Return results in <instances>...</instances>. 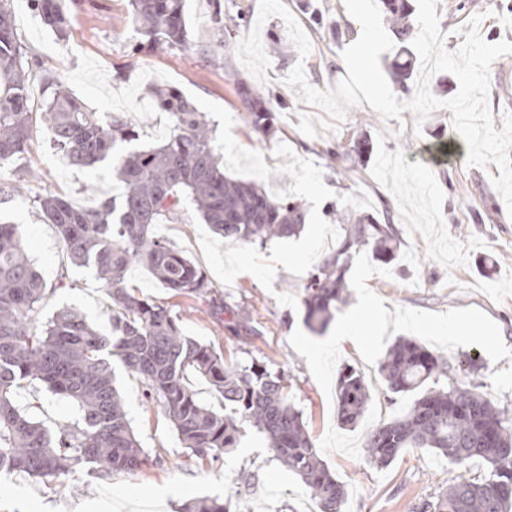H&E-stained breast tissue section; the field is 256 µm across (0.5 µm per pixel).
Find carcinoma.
Instances as JSON below:
<instances>
[{"mask_svg": "<svg viewBox=\"0 0 512 512\" xmlns=\"http://www.w3.org/2000/svg\"><path fill=\"white\" fill-rule=\"evenodd\" d=\"M13 0H0V168L29 150L33 112L27 87L32 64L17 41ZM44 23L66 34L69 16L61 0H33ZM216 40L202 49L209 60L224 61L234 31L249 21L246 11L223 13L212 0ZM398 44L392 76L403 93L410 88L416 35L409 23V0H380ZM145 41L136 51L187 46L184 0H130ZM46 102L42 118L53 132L54 147L72 164L94 168L112 159L122 183L120 200H100L77 208L67 196L47 192L38 198L46 223L55 225L71 260L95 269L110 299V330L103 334L78 311L63 309L45 330L31 318L46 286L22 245L18 225L0 222V474L31 479L57 477L91 466L104 475L130 472L146 463L147 454L126 417L113 384L112 358L144 382L146 397L160 406L184 448L198 457L218 458L233 450L242 429L262 433L273 457L300 477L320 512H341L345 485L315 448L302 412L286 392L285 373L254 358L248 365H227L210 345L186 335L171 310L135 293L127 284L137 263L176 296L208 303L210 315L245 345L253 329L245 312L215 290L205 272L189 258L154 236L160 217L185 221L188 199L204 223L229 243L265 246L295 236L308 221V209L296 199L269 196L263 185L233 179L215 152L213 130L203 113L174 88H155L151 105L166 113L172 132L164 142L120 155L116 146L133 140L128 118L91 111L69 91L64 80L43 76ZM235 89L248 125L272 140L278 131L279 96L236 80ZM341 233L336 248L309 272L303 286V323L323 334L347 303L346 274L355 255L372 249L385 262L394 259L397 231L389 212L348 218L334 210ZM206 378L221 409L201 403L188 384V373ZM458 368L412 339H399L379 364L386 390L416 395L400 418L366 431L369 460L389 465L409 446L430 448L458 466L478 462L488 473L458 475L448 489L422 505V512H512V420L482 393L457 383ZM37 382L73 402L79 421L52 433L14 402L16 390ZM337 418L341 425L359 423L371 400L362 375L339 371ZM183 512H240L227 501L199 498Z\"/></svg>", "mask_w": 512, "mask_h": 512, "instance_id": "obj_1", "label": "carcinoma"}]
</instances>
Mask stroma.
Listing matches in <instances>:
<instances>
[{
    "instance_id": "1",
    "label": "stroma",
    "mask_w": 512,
    "mask_h": 512,
    "mask_svg": "<svg viewBox=\"0 0 512 512\" xmlns=\"http://www.w3.org/2000/svg\"><path fill=\"white\" fill-rule=\"evenodd\" d=\"M311 40L299 59L285 22L270 17L261 41L271 61L267 89L284 107L273 140L253 133L241 112L234 77L248 78L234 51L223 64L207 63L198 48L216 37L211 0H184L190 43L185 47L137 51L141 39L129 0H62L70 18L65 37L45 26L31 0H14L17 37L26 55L62 76L72 93L92 111L121 112L140 135L139 146L166 140L171 122L150 109L153 85L174 86L202 112L215 130L226 175L263 183L275 196L302 199L310 220L300 236L260 247L224 243L185 205L186 223L159 220L154 233L203 269L225 302L241 306L255 333L244 346L206 312L203 301L173 295L140 265L128 281L141 294L171 308L184 333L210 344L225 362L237 365L256 356L284 370L306 428L328 468L346 486L341 512H420L425 500L447 489L459 470L432 449L406 448L384 468L370 465L363 448L372 424L404 415L413 395L387 392L379 363L400 337L415 339L449 363L471 359L475 369L457 375L477 386L512 413V216L492 180L496 165H467V145L456 132L452 113L434 111L416 123L411 111L383 120L368 104L350 107L337 122L304 102L286 78L303 63L310 86L327 90L344 74L337 71L342 51L352 43L341 0H282ZM440 29L448 50H457L472 17L489 43L512 42V0H439ZM324 16L317 26L314 15ZM123 78H116V71ZM489 107L495 129L512 111V55L490 68ZM368 141L370 155L358 158L354 140ZM453 142L450 153L435 150L438 140ZM336 161H329V151ZM31 170L35 180L16 190V173ZM88 207L120 197L111 162L94 169L67 162L54 148L50 129L38 124L28 152L0 169V220L17 224L25 250L43 276L46 296L32 318L44 326L61 309L80 311L99 331L110 328L105 291L92 268L74 265L54 225L45 223L36 199L46 191ZM335 203L352 213L389 206L400 245L391 263L364 251L347 274L351 297L335 314L369 322L374 311L386 316L381 331L364 330L355 343L323 354V339L303 324L302 285L313 266L336 244L338 224L327 216ZM471 324L470 332L447 338L449 317ZM354 367L368 384L372 402L353 428L336 417V377ZM116 386L127 417L148 455L132 472L107 477L83 468L55 479L0 477V512H104L107 503L134 500L149 490L163 493L160 512H180L195 498L243 503L244 512H303L312 498L300 478L273 459L262 434L246 429L236 448L219 458L186 452L161 410L145 399L144 385L120 361H113ZM49 429L72 423L74 404L37 383L15 394Z\"/></svg>"
}]
</instances>
